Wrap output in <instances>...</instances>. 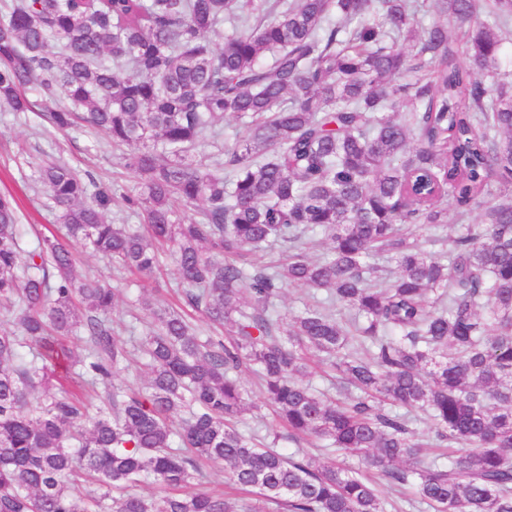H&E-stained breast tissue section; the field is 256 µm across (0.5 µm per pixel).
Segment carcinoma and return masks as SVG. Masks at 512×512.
<instances>
[{"mask_svg":"<svg viewBox=\"0 0 512 512\" xmlns=\"http://www.w3.org/2000/svg\"><path fill=\"white\" fill-rule=\"evenodd\" d=\"M479 2L435 0L464 30L462 64L419 0H13L0 12V102L131 147L139 183L121 199L145 228L107 222L112 189L61 162L37 170L59 234L26 237L0 195V512H388L379 479L434 512H512V0H485L484 16ZM226 23L218 47L209 34ZM228 114L246 120L243 139L193 156ZM450 203L448 248L408 240L403 226L418 224L444 243ZM318 230L329 255L314 261ZM268 243L285 257L252 260ZM78 246L143 279L171 257L186 306L225 335L144 300L145 333L117 336L119 289L76 276ZM378 254L396 271L366 262ZM292 285L326 297L281 314ZM137 352L143 385L115 383ZM313 357L359 396L314 389ZM247 367L288 439L341 459L241 434L258 409ZM392 407L428 413L435 444L458 456L427 459ZM208 466L250 504L207 487ZM146 482L167 494L135 492Z\"/></svg>","mask_w":512,"mask_h":512,"instance_id":"obj_1","label":"carcinoma"}]
</instances>
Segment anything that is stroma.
Masks as SVG:
<instances>
[{
    "label": "stroma",
    "mask_w": 512,
    "mask_h": 512,
    "mask_svg": "<svg viewBox=\"0 0 512 512\" xmlns=\"http://www.w3.org/2000/svg\"><path fill=\"white\" fill-rule=\"evenodd\" d=\"M126 154V149H112L90 129L47 132L33 114L16 113L0 105V192L15 197L20 223L34 225L41 232L55 229L57 207L36 181L37 163L47 158L61 159L99 182L124 190L137 184L134 173L125 165ZM75 273L81 278L107 280L119 288L121 304L112 317L127 328L135 324L129 309L137 304L141 293H148L160 305L178 299L175 265L166 256L156 277L144 282L113 271L108 259L80 247L76 250Z\"/></svg>",
    "instance_id": "obj_1"
}]
</instances>
